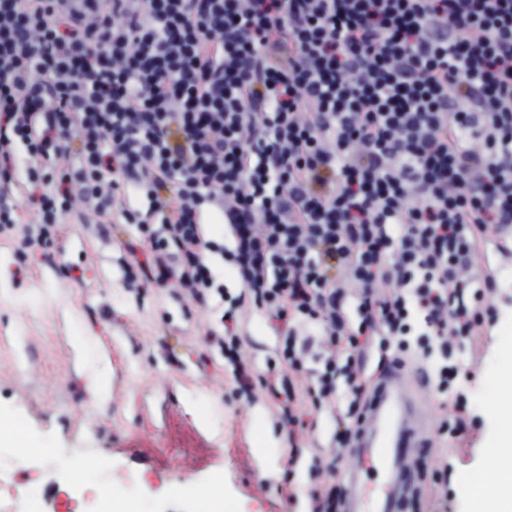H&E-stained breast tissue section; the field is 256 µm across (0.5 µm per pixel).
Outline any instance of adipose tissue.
Returning a JSON list of instances; mask_svg holds the SVG:
<instances>
[{"label":"adipose tissue","mask_w":512,"mask_h":512,"mask_svg":"<svg viewBox=\"0 0 512 512\" xmlns=\"http://www.w3.org/2000/svg\"><path fill=\"white\" fill-rule=\"evenodd\" d=\"M491 402L493 411L507 419L488 451L498 479L489 488L473 483L467 494L472 512H512V358L501 372Z\"/></svg>","instance_id":"obj_1"}]
</instances>
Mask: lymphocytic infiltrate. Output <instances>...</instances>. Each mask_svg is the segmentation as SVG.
I'll use <instances>...</instances> for the list:
<instances>
[{
    "instance_id": "f902f5d3",
    "label": "lymphocytic infiltrate",
    "mask_w": 512,
    "mask_h": 512,
    "mask_svg": "<svg viewBox=\"0 0 512 512\" xmlns=\"http://www.w3.org/2000/svg\"><path fill=\"white\" fill-rule=\"evenodd\" d=\"M20 194L29 246L82 200L134 226L130 279L223 301L207 339L237 391L291 438L335 413L309 500L340 512L368 350L427 363L439 436L466 430L459 353L497 321L480 249L512 224V0H0V232ZM246 301L277 339L260 375Z\"/></svg>"
}]
</instances>
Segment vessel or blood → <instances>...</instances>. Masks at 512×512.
Returning <instances> with one entry per match:
<instances>
[{
  "instance_id": "vessel-or-blood-1",
  "label": "vessel or blood",
  "mask_w": 512,
  "mask_h": 512,
  "mask_svg": "<svg viewBox=\"0 0 512 512\" xmlns=\"http://www.w3.org/2000/svg\"><path fill=\"white\" fill-rule=\"evenodd\" d=\"M414 370L399 362L371 381L366 417L346 473L345 512H408L417 486L413 452L424 445L425 404Z\"/></svg>"
}]
</instances>
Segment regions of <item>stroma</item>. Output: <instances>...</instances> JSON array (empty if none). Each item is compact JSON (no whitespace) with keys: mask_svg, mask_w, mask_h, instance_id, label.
I'll list each match as a JSON object with an SVG mask.
<instances>
[{"mask_svg":"<svg viewBox=\"0 0 512 512\" xmlns=\"http://www.w3.org/2000/svg\"><path fill=\"white\" fill-rule=\"evenodd\" d=\"M21 224L0 235V413L19 421L29 448H0V512H64L67 477L82 457L100 459L86 480L110 488L137 512H200L199 495L218 489L233 512H307L311 468L331 452L335 421L316 414L302 451L278 425L263 392L237 395L224 357L205 353L222 308L181 303L167 288H144L125 272L123 224L102 237L78 204L47 247L26 244L37 213L15 202ZM498 269V323L487 329L464 387L471 414L458 447L431 442L416 465L423 485L414 512H469L463 485H493L486 456L500 420L490 405L512 335V256L489 252ZM241 331L257 369L275 341L263 316L247 310ZM106 401L95 402L102 381ZM204 412L208 429L194 420ZM447 489L432 481L439 459Z\"/></svg>","mask_w":512,"mask_h":512,"instance_id":"1","label":"stroma"}]
</instances>
